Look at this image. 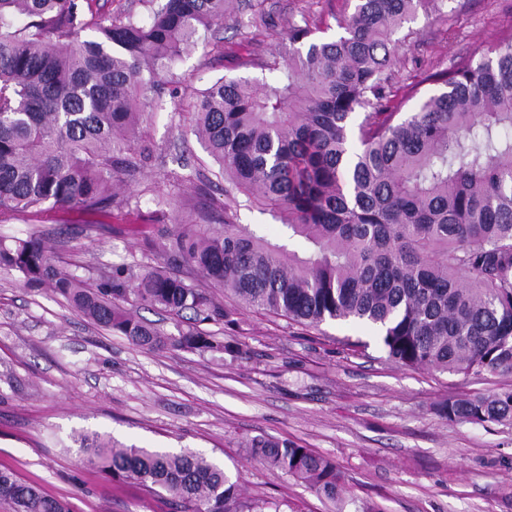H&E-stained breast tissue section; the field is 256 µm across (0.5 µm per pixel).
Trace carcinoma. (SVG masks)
<instances>
[{
  "instance_id": "1",
  "label": "carcinoma",
  "mask_w": 512,
  "mask_h": 512,
  "mask_svg": "<svg viewBox=\"0 0 512 512\" xmlns=\"http://www.w3.org/2000/svg\"><path fill=\"white\" fill-rule=\"evenodd\" d=\"M445 0H355L322 40L323 20L301 15L261 84L221 77L200 92L194 135L243 206L264 224L175 220L165 252L244 308L317 327L379 328L387 357L409 368L512 374V25L487 51L425 76L434 89L398 87L394 36ZM149 21L86 19L83 0H0V220L79 210L133 212L120 175L153 156L134 147L149 93L177 84L173 65L232 0H149ZM97 38L80 39L88 27ZM417 106L402 111L405 101ZM0 270L50 290L92 323L140 346L225 351L190 326L169 336L132 309L196 324L233 312L182 274L112 266L90 281L41 239L0 242ZM449 421L512 424V389L444 399ZM80 462L151 492L178 512H243L237 483L212 459L126 446L97 433L75 439ZM249 457L315 493L338 498L334 462L288 441L253 438ZM14 512H69L0 471Z\"/></svg>"
}]
</instances>
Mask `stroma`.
I'll use <instances>...</instances> for the list:
<instances>
[{
  "mask_svg": "<svg viewBox=\"0 0 512 512\" xmlns=\"http://www.w3.org/2000/svg\"><path fill=\"white\" fill-rule=\"evenodd\" d=\"M261 5L267 23L238 22ZM449 20L418 16L400 40L396 80L418 82L458 57L482 55L512 24V0H451ZM182 55L177 95L162 93L136 133L151 166L124 177L125 194L147 220L115 216L87 224L71 212L25 214L0 222V240L38 236L81 276L117 264L169 268L146 237L174 229L178 216H230L238 224L281 228L269 214L235 208L203 143L190 128L195 96L224 76L262 79L289 25L307 12L335 37L344 0H243ZM195 173L174 183L171 172ZM234 325L204 324L229 343L224 352L150 350L94 325L61 298L25 288L0 271V470L15 472L70 512H176L167 496L83 467L73 440L85 432L220 462L242 499L261 512H336L331 501L283 471L246 456L255 436L288 440L332 459L344 493L384 512H512V425L485 427L440 417L451 396L512 389V375L465 377L413 369L388 359L369 329L328 322L308 327L238 310ZM362 339L356 347L354 339Z\"/></svg>",
  "mask_w": 512,
  "mask_h": 512,
  "instance_id": "obj_1",
  "label": "stroma"
}]
</instances>
